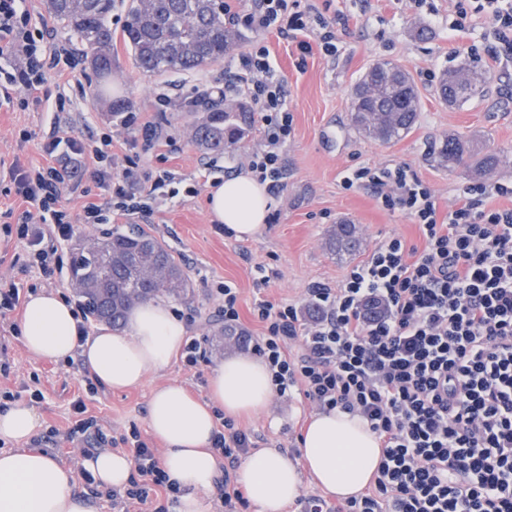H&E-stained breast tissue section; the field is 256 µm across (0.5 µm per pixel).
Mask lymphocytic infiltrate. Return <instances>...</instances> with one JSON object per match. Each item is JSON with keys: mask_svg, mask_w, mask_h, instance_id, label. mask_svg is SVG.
<instances>
[{"mask_svg": "<svg viewBox=\"0 0 512 512\" xmlns=\"http://www.w3.org/2000/svg\"><path fill=\"white\" fill-rule=\"evenodd\" d=\"M451 33L471 16L492 24L487 55L512 56V0H453ZM231 28L256 35L248 48L224 60L229 74L211 94L245 97L264 133L249 169L271 196L283 189L282 150L292 115L263 36L278 37L308 52L336 42L318 0H224ZM73 50L51 42L36 26L27 0H0V100L37 108L47 71L69 63ZM110 140L91 145L70 137L44 144V164H12L6 172L25 203L15 220L29 268L53 272L58 248L74 234L60 186L80 165L93 169L108 199L90 198L79 221L100 224L146 214L154 205L200 188L175 186L171 175L137 187L132 172L112 175ZM375 189L384 208L416 224L422 247L393 236L368 261L351 269L339 288L316 285L308 295L320 309L303 321L292 303L258 301L264 325L255 349L268 363L279 395L298 390L323 409L363 417L377 435L382 455L370 487L349 499L345 512H512V183H476L463 189L447 212L410 167H361L346 188ZM125 444L136 476L125 491H109L113 507L168 512L179 494L155 448L131 432ZM213 446L229 467L253 448L251 431L221 419Z\"/></svg>", "mask_w": 512, "mask_h": 512, "instance_id": "lymphocytic-infiltrate-1", "label": "lymphocytic infiltrate"}]
</instances>
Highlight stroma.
Here are the masks:
<instances>
[{"label":"stroma","instance_id":"obj_1","mask_svg":"<svg viewBox=\"0 0 512 512\" xmlns=\"http://www.w3.org/2000/svg\"><path fill=\"white\" fill-rule=\"evenodd\" d=\"M336 37L337 52L327 55L313 47L305 69H297L295 45L266 34L275 67L284 80L286 102L292 115V132L284 149L285 189L274 200L273 217L254 238L238 240L219 230L210 219L205 196L179 198L158 206L147 216L133 215L122 228L136 227L165 244L186 270L190 297L168 301V308L183 320L189 335L202 338L207 358L187 366L174 355L162 370L150 372L144 385L122 391L97 386L85 390V368L79 358L66 362L41 360L27 352L20 327L23 311L0 317V361H9V376L0 375V389L39 388L43 397L35 408L42 427L31 440L58 462L78 467L79 450L63 438L72 420V404L84 399L86 415L96 420L108 436H120L137 428L143 440H151L147 413L151 392L157 386L179 381L191 394L207 395L208 380L224 358L253 351L252 338L262 335L263 325L254 307L258 300L310 306L307 290L314 284L340 287L353 266L366 261L385 239L398 235L408 244L421 246L419 230L404 215L385 209L367 187L345 188L343 181L359 167L407 165L435 193L440 210H447L457 194L476 183L465 166L448 170L437 165L435 152L451 133L481 136L487 151L501 162L485 176L488 184L512 182V58L490 62L485 46L491 24L473 17L466 37L453 38L448 25L453 19L450 0H423L413 8L405 0H334L326 14ZM428 32L427 40L415 38V28ZM392 61L412 79L420 99L418 119L401 139L381 142L357 133L350 125L351 93L373 64ZM482 69L489 76L487 91L462 106H451L437 94L439 76L460 63ZM223 64L194 72L147 76L140 72L122 38L112 43V90L126 100L124 114L111 115L93 90L98 82L85 56H78L69 81L48 73L44 89L50 100L65 99L64 111L42 107L23 110L0 107V170L18 162L41 164L43 143L54 137L90 141L102 134L112 138V171H133L146 177L170 172L183 185L211 184L245 172L253 152L262 143L259 124H252L234 146L214 155L200 150L192 140L193 123L206 105L188 107L181 95L192 87L223 82ZM166 94L160 104L158 94ZM160 124V142L147 144L139 128ZM29 131L21 139L20 131ZM356 224L363 240L352 256L331 254L325 236L340 221ZM25 248L5 234L0 225V280L12 281L25 293L52 291L75 298L70 271L51 277L26 268ZM267 278L257 287L258 278ZM231 285L238 292V330L248 343L220 340L224 326L219 289ZM316 407L302 394L274 397L262 413L238 417L239 427L252 431L259 448L290 451L297 447L303 428ZM57 436H49V429Z\"/></svg>","mask_w":512,"mask_h":512}]
</instances>
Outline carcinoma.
<instances>
[{"mask_svg": "<svg viewBox=\"0 0 512 512\" xmlns=\"http://www.w3.org/2000/svg\"><path fill=\"white\" fill-rule=\"evenodd\" d=\"M115 0H46V9L64 34L87 50L90 67L105 82L112 81V9ZM122 37L137 67L150 76L187 72L224 60L238 34L224 21V0H130ZM402 68L390 61L366 72L363 84L375 93H355L351 103L354 126L383 141L398 140L415 125L419 97L408 77L389 79L386 70ZM486 73L460 65L439 83L440 96L450 105L463 104L483 94ZM251 123L248 112L234 108L206 112L193 127V140L203 150L222 153L242 138ZM478 157L481 175L499 163L495 154L482 152L477 139L448 135L438 153L439 164L451 168L464 156ZM359 245L355 225L342 222L329 236L333 251H353ZM148 249L155 268L143 270L136 256ZM71 280L84 285L77 291L88 313L114 330L125 326L129 311L147 299L162 295L188 299V280L182 265L156 238L144 231L119 229L87 247L78 245L71 259Z\"/></svg>", "mask_w": 512, "mask_h": 512, "instance_id": "obj_1", "label": "carcinoma"}]
</instances>
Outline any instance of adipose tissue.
Instances as JSON below:
<instances>
[{"label": "adipose tissue", "mask_w": 512, "mask_h": 512, "mask_svg": "<svg viewBox=\"0 0 512 512\" xmlns=\"http://www.w3.org/2000/svg\"><path fill=\"white\" fill-rule=\"evenodd\" d=\"M209 211L234 237H254L265 226L273 200L265 185L241 173L209 191ZM186 326L167 307L148 301L134 308L127 328L99 327L79 338L73 309L53 293L30 295L23 322V342L33 355L66 360L80 357L96 382L112 390L141 386L148 373L165 368L186 339ZM275 387L267 363L258 357H225L213 371L208 398L190 396L176 382L156 388L148 403V426L163 444V468L180 489L178 512H205L216 491L220 459L212 446L215 411L256 414L272 401ZM40 417L18 402L0 409V512H91L74 493L70 468L45 452L23 447L37 434ZM381 456L380 441L358 416L334 409L312 415L300 440V457L292 460L276 448L251 449L236 472L255 512H284L296 500L304 475L340 500L360 494L370 483ZM96 483L106 489L127 488L131 458L102 450L84 460Z\"/></svg>", "instance_id": "ef3b65f1"}]
</instances>
